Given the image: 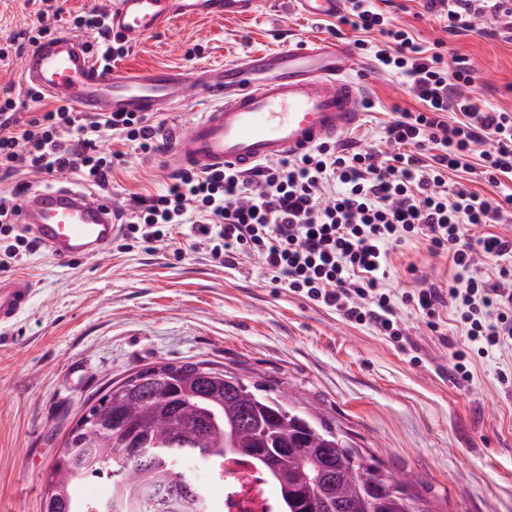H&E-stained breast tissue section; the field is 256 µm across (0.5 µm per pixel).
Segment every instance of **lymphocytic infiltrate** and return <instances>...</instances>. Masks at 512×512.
Segmentation results:
<instances>
[{
    "label": "lymphocytic infiltrate",
    "mask_w": 512,
    "mask_h": 512,
    "mask_svg": "<svg viewBox=\"0 0 512 512\" xmlns=\"http://www.w3.org/2000/svg\"><path fill=\"white\" fill-rule=\"evenodd\" d=\"M424 2L452 32L474 29L488 13L512 29V8L503 0ZM59 20L56 0H41L35 29L7 37L0 60L58 31ZM340 22L362 32L356 48L370 50L377 71L404 78L420 104L384 126L387 151L328 143L249 176L231 167L181 169L164 190L126 198L120 238L159 242L171 238L174 225H187V243H206L212 261L232 266L257 257L275 287L394 339L403 334L401 306L431 319L447 306L478 354H486L512 339V240L489 230L512 220V112L480 106L470 92V61L417 42L377 0H346ZM70 30L92 39L103 66L126 51L103 11L75 16ZM18 100L0 91V271L39 246L18 222L31 179L70 173L108 197L115 169L165 146L164 125L145 115L63 104L24 117ZM112 138L123 150L104 148ZM452 172L475 176L491 195L461 183L449 187ZM417 239L447 255L455 273L446 287L420 288L398 302L384 289L389 256ZM480 256L496 260L495 274L478 269Z\"/></svg>",
    "instance_id": "1"
}]
</instances>
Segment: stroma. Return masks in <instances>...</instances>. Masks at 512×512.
<instances>
[{
    "mask_svg": "<svg viewBox=\"0 0 512 512\" xmlns=\"http://www.w3.org/2000/svg\"><path fill=\"white\" fill-rule=\"evenodd\" d=\"M396 24L423 44L441 43L479 73L480 105L512 111V31L493 18L448 31L422 0H390ZM38 0H0V40L38 24ZM314 20L272 0L259 17L177 19L146 36L113 68L219 69L250 54L329 36ZM351 78L375 99L347 143L379 146L382 128L417 110L403 78L356 56ZM170 171L164 155L116 169V193L157 192ZM113 246L63 265L38 249L16 274L35 292L27 310L0 330V512H42L45 479L65 432L86 402L134 372L168 362L207 361L259 383L270 395L347 434L385 473L410 478L431 512H512V341L473 360L454 380L453 353L469 349L454 310L430 329L403 312L396 342L335 309L273 287L256 257L212 263L205 245ZM385 287L394 299L445 285L447 256L412 242L390 254Z\"/></svg>",
    "mask_w": 512,
    "mask_h": 512,
    "instance_id": "obj_1",
    "label": "stroma"
}]
</instances>
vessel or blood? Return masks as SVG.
I'll use <instances>...</instances> for the list:
<instances>
[{"label": "vessel or blood", "instance_id": "b4317fda", "mask_svg": "<svg viewBox=\"0 0 512 512\" xmlns=\"http://www.w3.org/2000/svg\"><path fill=\"white\" fill-rule=\"evenodd\" d=\"M315 19L340 14L345 0H292ZM113 34L129 43L175 18L241 19L262 14L267 0H102ZM349 46L316 39L273 49L187 76L174 68L146 75L103 68L85 37L63 31L37 41L21 56L26 86L85 112L160 113L187 100L204 103L191 127L172 139L170 162L209 171L232 165L252 172L343 138L364 117L361 88L348 71ZM19 221L58 263L105 253L119 231L109 200L69 181L29 191ZM32 282L0 278V326L30 303Z\"/></svg>", "mask_w": 512, "mask_h": 512}]
</instances>
